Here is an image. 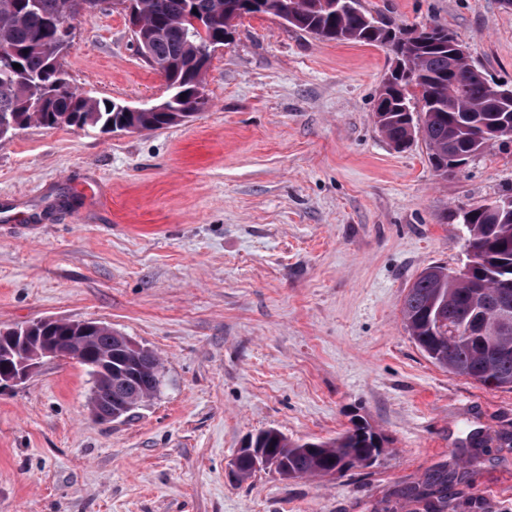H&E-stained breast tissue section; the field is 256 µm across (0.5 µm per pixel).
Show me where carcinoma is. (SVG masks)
<instances>
[{"mask_svg":"<svg viewBox=\"0 0 512 512\" xmlns=\"http://www.w3.org/2000/svg\"><path fill=\"white\" fill-rule=\"evenodd\" d=\"M143 34L151 42L156 64L168 76L165 112H125L115 101L84 96L69 84L52 61L64 50L63 0H0V138L37 123L48 128L128 133L178 124L207 104L198 97L211 56L202 48L224 44L226 31L245 16L282 18L322 40L383 46L396 67L375 101L376 124L393 144L402 147L419 137L430 164L445 175L454 156L474 158L497 134L503 117L501 86L474 66L469 57L451 56L454 35L438 24L380 25L353 0H135ZM21 65L16 69L13 64ZM469 263L465 276L420 273L404 296L402 313L409 335L436 365L486 388L512 389V322L502 326L487 319L484 332L467 336L466 327L484 311L512 305V211L483 205L462 218ZM54 337L61 354L84 350L90 356L122 350L125 336L104 325L89 337H70L67 321L40 332ZM145 364L133 379L114 373L105 385L125 393L132 404L154 397L161 383L162 362L154 351L139 353ZM384 437L364 421L328 440H290L268 429L253 444L268 450V469L283 479L305 476L341 477L370 468L385 452ZM459 472L426 476L414 494L422 499L448 498Z\"/></svg>","mask_w":512,"mask_h":512,"instance_id":"carcinoma-1","label":"carcinoma"}]
</instances>
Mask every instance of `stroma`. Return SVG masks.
<instances>
[{"mask_svg":"<svg viewBox=\"0 0 512 512\" xmlns=\"http://www.w3.org/2000/svg\"><path fill=\"white\" fill-rule=\"evenodd\" d=\"M448 28L512 85L502 0H361ZM72 84L130 105L166 97L124 14L78 18ZM380 46L248 16L215 51L206 108L143 133L33 123L0 139V329L93 320L156 351L158 394L94 418L85 369L43 360L0 388V512H427L411 494L469 466L444 512H512V390L433 364L401 310L427 266L467 260L462 210L512 195V140L454 172L396 148L374 99ZM385 439L369 469L231 475L249 436ZM480 445H471L470 433Z\"/></svg>","mask_w":512,"mask_h":512,"instance_id":"1","label":"stroma"}]
</instances>
